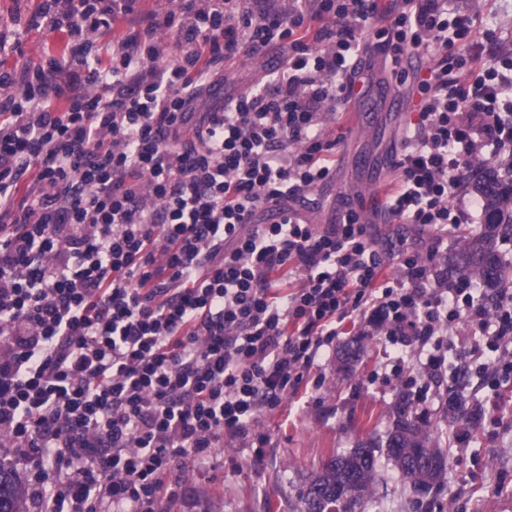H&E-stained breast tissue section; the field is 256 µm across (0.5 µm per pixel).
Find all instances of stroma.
Returning <instances> with one entry per match:
<instances>
[{
  "mask_svg": "<svg viewBox=\"0 0 512 512\" xmlns=\"http://www.w3.org/2000/svg\"><path fill=\"white\" fill-rule=\"evenodd\" d=\"M454 4L460 12L479 16L485 26L500 29L501 38L491 46V55L512 54V0H454ZM66 42V34L59 31L30 32L23 39L22 55L9 57L7 64L19 67L30 60L63 57ZM281 58V49L274 47L266 57H243L228 65L225 93L245 90L265 63ZM384 71L381 57L370 58L358 81L360 94L325 118L327 127L345 135L336 146L337 162H344L350 150L372 165L370 193L364 196L356 191L357 182L368 176L363 168L350 170L343 181L318 189L316 206L303 211L309 223H334L347 200L367 208L396 185V170L378 165L390 143L387 121L364 130L355 123L357 106L380 84ZM369 230L378 239H391L430 257L437 271L446 269L448 254L457 247L452 236L446 247L435 248L432 232L420 233L400 224H373ZM363 329L360 321L346 320L343 335L320 363L318 372L324 383L312 397L287 401L262 413L251 440L225 439L210 467L199 471L176 468L177 495L162 512H300L299 491L324 461L350 451L359 439L384 438L405 390L391 374L383 337L364 335ZM448 334L450 349L443 376L416 400L417 411L430 421L442 420L448 393L454 390L467 405L480 406L484 418L473 432L456 425L441 439L447 470L443 489L430 509L417 505L395 465L383 460L364 512H505L506 505H512V380H499L496 355L483 347L481 337L470 335L460 325ZM356 339L363 346L360 359L344 364L343 351Z\"/></svg>",
  "mask_w": 512,
  "mask_h": 512,
  "instance_id": "1",
  "label": "stroma"
}]
</instances>
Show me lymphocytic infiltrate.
<instances>
[{
  "label": "lymphocytic infiltrate",
  "mask_w": 512,
  "mask_h": 512,
  "mask_svg": "<svg viewBox=\"0 0 512 512\" xmlns=\"http://www.w3.org/2000/svg\"><path fill=\"white\" fill-rule=\"evenodd\" d=\"M138 2L41 0L26 28L66 33V66L9 69L20 41L0 35V447L37 466L41 512H158L175 460L205 468L321 387L310 372L348 319L396 363L422 356L420 378L442 377L455 324L512 376L511 289L433 274L356 210L322 228L298 210L336 167L324 117L355 93L379 0ZM395 2L382 53L429 62L380 207L421 231L481 223L461 191L485 156L512 175V59L487 58L495 30L453 0ZM273 45L277 66L215 96L226 65Z\"/></svg>",
  "instance_id": "lymphocytic-infiltrate-1"
}]
</instances>
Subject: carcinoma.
<instances>
[{"mask_svg":"<svg viewBox=\"0 0 512 512\" xmlns=\"http://www.w3.org/2000/svg\"><path fill=\"white\" fill-rule=\"evenodd\" d=\"M484 202L485 230L462 240L460 250L448 261L457 278L472 281L476 288H512V262L500 257L497 239L512 232V177L485 165L473 182ZM483 412L468 407L455 393L448 394V424H480ZM430 422L416 416L409 402L397 410V418L385 442L360 440L355 448L325 461L320 471L299 491L301 512H330L336 500H344V512H359L371 495L379 460L386 458L398 469L401 480L423 497L440 485L447 469L445 455L431 445L425 427ZM0 512H28L25 486L13 469L0 461Z\"/></svg>","mask_w":512,"mask_h":512,"instance_id":"obj_1","label":"carcinoma"}]
</instances>
